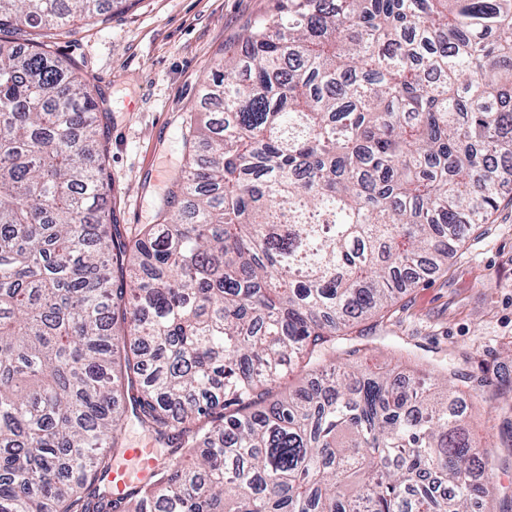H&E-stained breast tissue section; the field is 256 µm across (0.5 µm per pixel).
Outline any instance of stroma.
I'll return each instance as SVG.
<instances>
[{"instance_id":"stroma-1","label":"stroma","mask_w":512,"mask_h":512,"mask_svg":"<svg viewBox=\"0 0 512 512\" xmlns=\"http://www.w3.org/2000/svg\"><path fill=\"white\" fill-rule=\"evenodd\" d=\"M275 0H129L61 29L51 49L89 85L104 125L112 223H156L183 166V134L204 121L203 80ZM357 364L394 365L400 351L445 366L454 385L512 381V203L505 202L445 270L400 295L380 320L359 322Z\"/></svg>"}]
</instances>
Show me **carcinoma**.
Listing matches in <instances>:
<instances>
[{"label": "carcinoma", "instance_id": "carcinoma-1", "mask_svg": "<svg viewBox=\"0 0 512 512\" xmlns=\"http://www.w3.org/2000/svg\"><path fill=\"white\" fill-rule=\"evenodd\" d=\"M0 0V512H474L478 398L337 365L512 191V0H276L207 80L172 212L107 224L97 104ZM299 368L306 385L274 396ZM132 422L167 449L113 496ZM122 466H130V462L126 460V454L124 455L120 452L112 457V470L107 476V481L112 488L114 496L122 495L133 484L126 469L118 468Z\"/></svg>", "mask_w": 512, "mask_h": 512}]
</instances>
